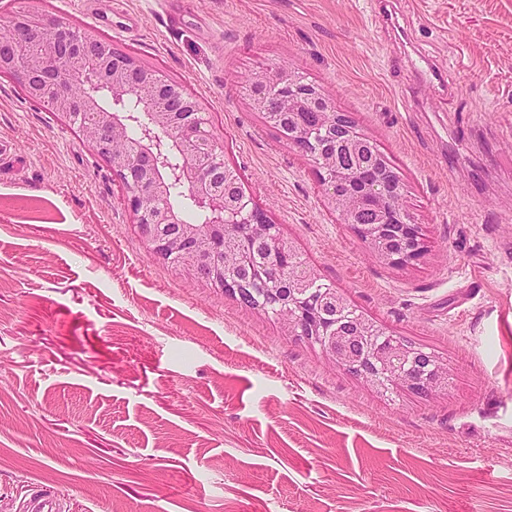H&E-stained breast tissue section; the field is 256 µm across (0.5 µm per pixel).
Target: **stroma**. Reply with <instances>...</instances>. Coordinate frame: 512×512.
Returning <instances> with one entry per match:
<instances>
[{
  "instance_id": "obj_1",
  "label": "stroma",
  "mask_w": 512,
  "mask_h": 512,
  "mask_svg": "<svg viewBox=\"0 0 512 512\" xmlns=\"http://www.w3.org/2000/svg\"><path fill=\"white\" fill-rule=\"evenodd\" d=\"M181 83L321 279L448 366L380 394L155 257L118 177L0 79V512H512V0H43ZM440 68L447 94L425 84ZM292 68L395 161L431 252L379 262L248 80ZM26 512H62L58 497L48 491H37L26 500Z\"/></svg>"
}]
</instances>
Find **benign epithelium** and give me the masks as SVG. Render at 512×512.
Segmentation results:
<instances>
[{"instance_id": "1", "label": "benign epithelium", "mask_w": 512, "mask_h": 512, "mask_svg": "<svg viewBox=\"0 0 512 512\" xmlns=\"http://www.w3.org/2000/svg\"><path fill=\"white\" fill-rule=\"evenodd\" d=\"M24 43L43 49L24 51ZM0 75L19 77L27 98L61 115L119 178L137 233L158 258L238 300L248 295L249 309L319 346L329 362L379 393L429 396L448 389V367L433 351L363 314L350 323L337 320L352 304L335 288H313V268L298 265L285 278L274 273L270 261L289 262L296 248L242 190L239 170L210 133L208 113L180 83L123 58L95 28L66 25L35 9L0 21ZM86 75L112 107L95 94L74 99L65 91L62 77ZM249 97L253 111L313 161L329 208L380 262L396 269L424 262L430 245L410 220L406 185L391 187L396 164L336 111L320 86L277 67L250 78ZM174 183L210 223L185 221L169 202ZM229 226L234 239L224 236Z\"/></svg>"}]
</instances>
